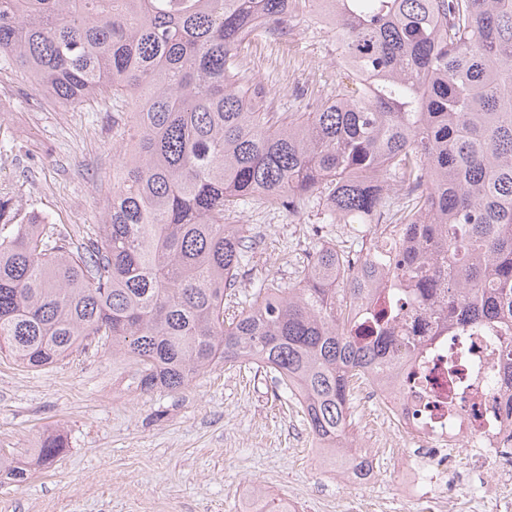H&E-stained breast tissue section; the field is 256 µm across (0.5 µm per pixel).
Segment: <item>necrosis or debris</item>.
Masks as SVG:
<instances>
[{
  "mask_svg": "<svg viewBox=\"0 0 512 512\" xmlns=\"http://www.w3.org/2000/svg\"><path fill=\"white\" fill-rule=\"evenodd\" d=\"M390 307L396 335L419 345L399 351L391 371L366 377L356 392L383 408L404 442L397 453L404 498L414 512H447L449 491L465 484L460 512H512V384L502 374L503 332L488 325L440 331L436 314L389 276L358 302L352 320L363 326ZM378 446L372 435L358 443L342 478L373 484Z\"/></svg>",
  "mask_w": 512,
  "mask_h": 512,
  "instance_id": "1",
  "label": "necrosis or debris"
}]
</instances>
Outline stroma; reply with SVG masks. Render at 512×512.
Returning a JSON list of instances; mask_svg holds the SVG:
<instances>
[{"mask_svg":"<svg viewBox=\"0 0 512 512\" xmlns=\"http://www.w3.org/2000/svg\"><path fill=\"white\" fill-rule=\"evenodd\" d=\"M242 62L276 112L302 111L352 83L332 32L308 15L292 18L285 38L258 35ZM132 110L113 98L61 105L0 55V195L22 213L92 231ZM227 221L262 239L237 290L242 300L260 276L295 283L311 247L337 234L314 203L292 212L252 202ZM47 434L66 436L67 452L25 481L0 475V512H242L248 485L295 497L301 512H336L351 500L367 512L378 503L411 512L398 501L395 456L377 457L370 486L342 480L312 448L295 399L255 364L220 363L179 391L143 393L121 361L93 347L38 371L0 357V454L29 463Z\"/></svg>","mask_w":512,"mask_h":512,"instance_id":"1","label":"stroma"}]
</instances>
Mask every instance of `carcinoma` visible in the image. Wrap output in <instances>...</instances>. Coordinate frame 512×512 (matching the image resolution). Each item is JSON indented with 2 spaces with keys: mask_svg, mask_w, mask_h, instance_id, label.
I'll use <instances>...</instances> for the list:
<instances>
[{
  "mask_svg": "<svg viewBox=\"0 0 512 512\" xmlns=\"http://www.w3.org/2000/svg\"><path fill=\"white\" fill-rule=\"evenodd\" d=\"M315 0H0V54L66 105L127 98L133 133L98 235L23 215L0 196V353L45 369L96 342L141 391H177L250 362L300 392L311 435L352 425L350 387L386 372L401 339L378 313L350 325L374 264L309 253L298 282L262 281L230 311L260 246L225 212L324 196L326 224H364L410 188L396 274L440 327L512 328V0H331L322 22L353 87L274 112L240 66L259 18ZM67 449L42 438L34 463Z\"/></svg>",
  "mask_w": 512,
  "mask_h": 512,
  "instance_id": "1",
  "label": "carcinoma"
}]
</instances>
